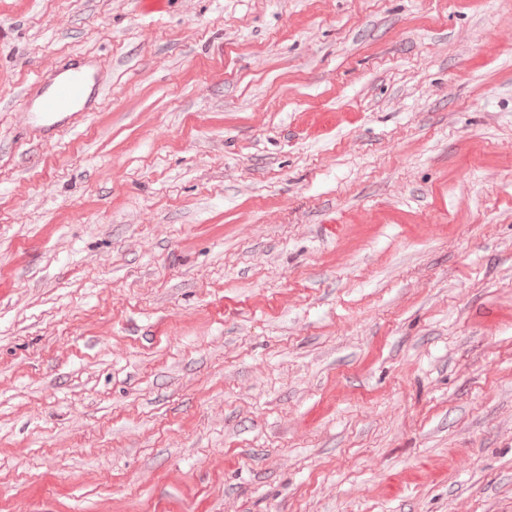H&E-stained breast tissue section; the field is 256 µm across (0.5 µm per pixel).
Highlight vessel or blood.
Returning a JSON list of instances; mask_svg holds the SVG:
<instances>
[{
  "label": "vessel or blood",
  "mask_w": 512,
  "mask_h": 512,
  "mask_svg": "<svg viewBox=\"0 0 512 512\" xmlns=\"http://www.w3.org/2000/svg\"><path fill=\"white\" fill-rule=\"evenodd\" d=\"M101 93L97 73L78 62L40 80L36 90L27 96L26 104L44 140L48 141L54 139L60 126L91 111Z\"/></svg>",
  "instance_id": "obj_1"
}]
</instances>
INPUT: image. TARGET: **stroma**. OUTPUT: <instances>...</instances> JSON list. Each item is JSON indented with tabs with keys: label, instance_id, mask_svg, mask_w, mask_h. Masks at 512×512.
<instances>
[{
	"label": "stroma",
	"instance_id": "stroma-1",
	"mask_svg": "<svg viewBox=\"0 0 512 512\" xmlns=\"http://www.w3.org/2000/svg\"><path fill=\"white\" fill-rule=\"evenodd\" d=\"M0 512H512V0H0ZM102 93L96 72L84 63L70 64L37 83L36 90L25 97L29 112L45 141L53 140L60 126L82 112H90Z\"/></svg>",
	"mask_w": 512,
	"mask_h": 512
}]
</instances>
